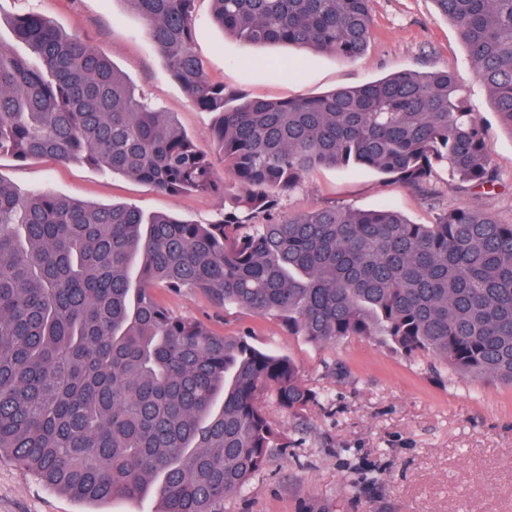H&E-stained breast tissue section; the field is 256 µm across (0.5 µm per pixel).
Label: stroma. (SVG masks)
<instances>
[{"instance_id":"obj_1","label":"stroma","mask_w":512,"mask_h":512,"mask_svg":"<svg viewBox=\"0 0 512 512\" xmlns=\"http://www.w3.org/2000/svg\"><path fill=\"white\" fill-rule=\"evenodd\" d=\"M26 11L44 14L62 31L80 32L148 101L171 113L200 150L211 152V114L190 102L171 78L144 21L124 0H0V40L10 39L8 20ZM372 17L366 51L343 62L325 51L285 44L242 45L214 24L210 0H197L193 50L212 80L260 99L319 95L400 70L451 71L487 128L499 180L493 190L472 194L454 189L444 166L421 190L365 167H324L280 196L279 216L331 204L388 206L414 223L431 224L444 211L474 205L512 224V134L500 126L453 24L434 0H373ZM283 60L291 65L286 75L279 70ZM0 178L22 193L47 188L90 204L119 202L196 224L210 223L224 208L219 196L170 195L82 162L4 156ZM156 294L174 315L289 357L302 383L322 396L299 415L266 402L269 419L289 445L225 499L224 512H512L511 386L461 378L433 356L410 357L376 338L317 346L289 332L276 316L236 305L218 308L192 290L160 288ZM154 509L150 497L84 502L22 477L15 463L0 459V512Z\"/></svg>"}]
</instances>
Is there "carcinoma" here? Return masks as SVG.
Listing matches in <instances>:
<instances>
[{
	"mask_svg": "<svg viewBox=\"0 0 512 512\" xmlns=\"http://www.w3.org/2000/svg\"><path fill=\"white\" fill-rule=\"evenodd\" d=\"M169 74L213 115L208 137L242 199L210 224L89 206L0 179V456L81 500L153 494L158 512H224L286 448L260 397L320 402L287 357L170 314L156 288L273 314L315 345L377 338L433 353L465 379L512 386V224L464 206L433 224L322 206L287 218L277 197L314 170L364 166L420 188L445 165L456 189L493 188L487 135L441 69L403 70L288 100L245 98L193 51L196 0H124ZM249 45L348 61L372 0H210ZM512 133V0H434ZM0 42V156L86 161L177 195H224L210 156L78 33L34 13ZM260 214L266 223L249 231Z\"/></svg>",
	"mask_w": 512,
	"mask_h": 512,
	"instance_id": "obj_1",
	"label": "carcinoma"
}]
</instances>
